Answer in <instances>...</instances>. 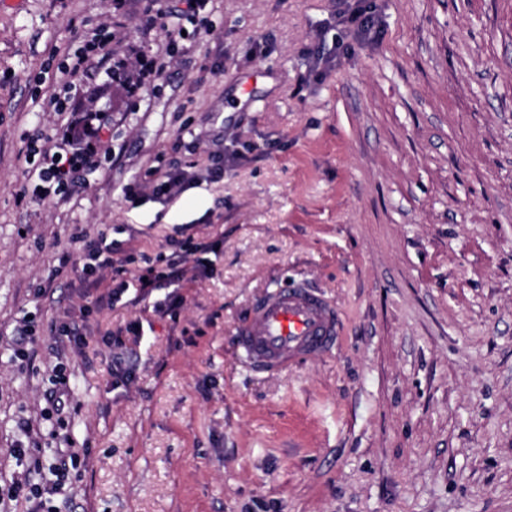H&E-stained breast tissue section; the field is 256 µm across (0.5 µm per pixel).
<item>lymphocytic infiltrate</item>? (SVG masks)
<instances>
[{
    "mask_svg": "<svg viewBox=\"0 0 512 512\" xmlns=\"http://www.w3.org/2000/svg\"><path fill=\"white\" fill-rule=\"evenodd\" d=\"M214 10V0H181L178 7L172 8L163 0H144L140 28L143 33L155 29H167L170 18H177L203 31L210 30V15ZM114 35L108 25L84 41L67 63L59 71L54 85L45 95L42 109L46 112L69 113L66 129L40 128L27 139L25 159L31 167L30 174L35 180L33 195L42 200L69 198L77 188L85 185L91 171V158L95 151L94 138L99 137L98 124L100 110L96 103L79 106L77 98L82 92V82L86 79H99L111 76L113 70L124 69L128 62L115 59L112 42ZM188 177L182 167L162 168L148 166L143 180L134 181L124 189V199L130 207H137L145 192H152L160 203L172 202L184 189ZM71 242L78 247L83 261L79 286L85 294L93 298L96 310L112 309L129 286H136L139 293L166 286L170 292L164 308L166 314H175L182 297L179 290L186 277L185 267L188 255L215 250L212 242H202L194 235H186L177 253L169 257L139 255L142 274L135 280H128L126 260L116 258L113 245L105 232L95 234L77 227L69 235Z\"/></svg>",
    "mask_w": 512,
    "mask_h": 512,
    "instance_id": "obj_1",
    "label": "lymphocytic infiltrate"
}]
</instances>
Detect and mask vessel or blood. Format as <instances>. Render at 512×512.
Instances as JSON below:
<instances>
[{"mask_svg":"<svg viewBox=\"0 0 512 512\" xmlns=\"http://www.w3.org/2000/svg\"><path fill=\"white\" fill-rule=\"evenodd\" d=\"M341 334L339 311L305 288H276L240 320L237 349L260 371L278 374L297 361L329 353Z\"/></svg>","mask_w":512,"mask_h":512,"instance_id":"vessel-or-blood-1","label":"vessel or blood"}]
</instances>
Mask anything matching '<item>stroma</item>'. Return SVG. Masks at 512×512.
I'll return each instance as SVG.
<instances>
[{"label":"stroma","mask_w":512,"mask_h":512,"mask_svg":"<svg viewBox=\"0 0 512 512\" xmlns=\"http://www.w3.org/2000/svg\"><path fill=\"white\" fill-rule=\"evenodd\" d=\"M353 0H217L214 29L139 36L142 5L0 0V500L51 481L45 512H512V0H366L375 41L336 25ZM171 54L142 99L111 83L99 167L70 200L23 193L27 133L82 32ZM346 51L337 54V43ZM328 60L327 68L316 65ZM201 133L176 145L181 126ZM169 205L129 208L147 164L212 150ZM120 256L172 253L176 226L219 243L177 318L160 289L83 315L63 410L40 419L52 325L78 315L73 225ZM68 264H60L62 255ZM53 295L40 296L47 276ZM342 312L334 352L281 374L248 368L235 329L281 284ZM28 319L37 362L17 357ZM142 323L133 379L108 333ZM39 417L44 466L17 464L18 421ZM53 475L56 479L50 483L43 485L42 487H35L30 490V493L33 494L32 497L28 498V502H32L33 505L28 511L30 512H41L46 500L50 496H54L58 494L61 490H63L65 486V481L68 478L69 470L67 469L66 462L62 461L60 466L53 467Z\"/></svg>","instance_id":"obj_1"}]
</instances>
